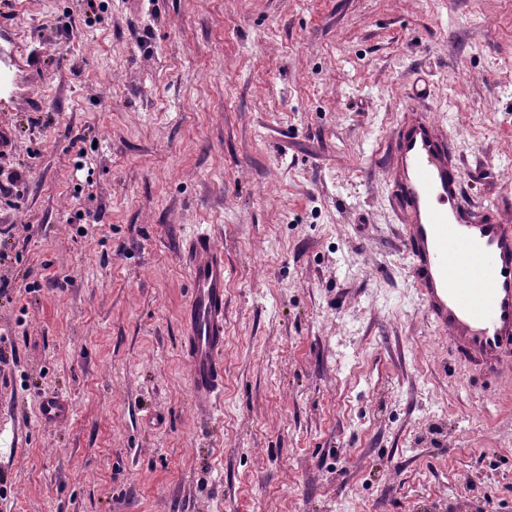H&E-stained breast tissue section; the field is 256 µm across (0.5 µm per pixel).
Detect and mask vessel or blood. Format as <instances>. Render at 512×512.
I'll return each mask as SVG.
<instances>
[{
  "mask_svg": "<svg viewBox=\"0 0 512 512\" xmlns=\"http://www.w3.org/2000/svg\"><path fill=\"white\" fill-rule=\"evenodd\" d=\"M408 109L388 169L422 309L466 371L502 377L512 364V225L495 207L471 208L447 133L417 104ZM184 259L190 295L181 351L196 405L208 410L224 391V250L200 228ZM70 414L58 395L39 407L47 424Z\"/></svg>",
  "mask_w": 512,
  "mask_h": 512,
  "instance_id": "b4317fda",
  "label": "vessel or blood"
}]
</instances>
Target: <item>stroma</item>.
<instances>
[{"mask_svg":"<svg viewBox=\"0 0 512 512\" xmlns=\"http://www.w3.org/2000/svg\"><path fill=\"white\" fill-rule=\"evenodd\" d=\"M0 47V512H512V390L426 318L386 175L425 77L512 224V0H0ZM200 224L210 418L180 352ZM184 259L190 295L182 312L181 351L198 409L209 410L224 392V250L208 229H197ZM39 415L44 423L58 424L69 418L71 407L63 397L59 395L50 396L41 401Z\"/></svg>","mask_w":512,"mask_h":512,"instance_id":"35a3bbf8","label":"stroma"}]
</instances>
